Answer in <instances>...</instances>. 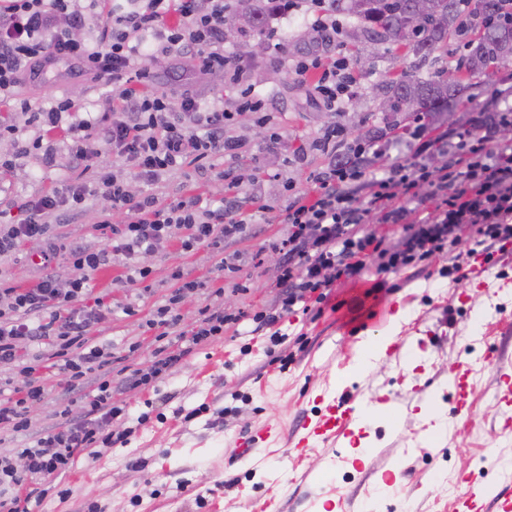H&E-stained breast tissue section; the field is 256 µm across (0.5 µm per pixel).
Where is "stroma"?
Here are the masks:
<instances>
[{
    "mask_svg": "<svg viewBox=\"0 0 512 512\" xmlns=\"http://www.w3.org/2000/svg\"><path fill=\"white\" fill-rule=\"evenodd\" d=\"M339 17L344 29L338 48L312 39L313 16L304 10L225 41V49L234 53L242 42L263 43V52L245 62L256 92L271 103L269 127L258 126L248 113L228 126L227 138L240 144L236 156L213 158L203 169L187 165L153 184L132 177L112 153L96 159L97 168L127 178L134 192L166 202L194 196L205 204L218 203L225 196L218 173L234 171L241 178L235 192L238 206L255 221L225 236L220 257L204 246L184 250L175 242L163 245L140 258L150 271L143 283L128 280L121 258L97 272L94 290L108 295L112 310L93 327L88 344L112 355L106 367L112 402L127 409L125 417L113 420V430L130 427L134 434L127 446L114 447L99 460L80 457L65 478L69 496L49 494L34 512H88L93 503L107 512H455L463 492L479 496L496 483L512 488V434L502 431L507 408L499 401L495 368L484 361L493 353L512 370V253L492 259L485 292L468 279L451 283L447 256L436 254L394 273L371 272L338 283L321 311L298 312L281 322L286 335L282 344L272 345L269 330L257 329L253 320L280 301L279 274L268 263L284 261L278 244L288 227L280 216L291 195L314 194L310 173L348 155L347 142L337 143L332 155L313 150L312 142L335 124L361 140L386 145L385 154L367 157L375 172L410 158L402 132L413 125L414 116L382 110L386 83L406 72L425 79L454 75L467 52L468 39L461 35L449 38L447 52L433 53L423 62L402 47L377 44L361 70L359 94L344 111L330 112L316 101L312 84L295 82L276 64L274 45L277 37L286 38L294 59L318 52L331 60L340 51L360 59L359 21L345 11ZM147 66L156 93L176 98L189 91L206 106L217 100L229 104L235 97L223 73L200 71L187 57L162 56ZM16 93L37 106L71 96L81 102L84 118L108 111L112 97L110 87L87 75L72 76L64 63L23 83ZM272 127L283 135L275 150L267 147ZM50 142V154L16 156L14 168L0 169V210L64 189L79 178L65 131H56ZM287 181L294 186L289 193L283 189ZM110 208L109 200L89 197L80 212L50 226L47 242L27 241L1 257L0 286L30 285L46 271L69 281L75 275L69 247L102 248L98 223ZM50 243L56 251L45 265L40 256ZM222 257L227 265L220 270L216 264ZM177 269L205 283L178 305L182 331L196 326L207 306L243 311L247 318L226 325L221 338L197 346L169 377L135 386L136 371L152 364L162 343L151 322L176 287L171 274ZM376 303L397 304L406 312L404 320L389 316L370 326L368 314ZM475 316L483 320L477 329L470 326ZM390 332L408 337L419 364L413 367L390 356L368 373L351 375L360 344ZM47 357L46 347L23 341L18 363L0 367V401L12 397L26 365H43L45 389L44 399L30 411L27 429L0 428V454L32 446L65 418L84 415L81 399L94 392L95 375L84 376L78 389H71L69 373L50 368ZM457 370L467 374L461 409L445 387L449 372ZM345 392L367 405L390 403L396 414L379 413L370 425L335 444L317 439L305 448L291 447L301 424L320 416L323 399ZM423 400L432 401L448 422L442 439L428 436L429 425L419 415ZM264 430L266 440L244 447V439ZM362 446L370 451L374 475L354 465V452ZM136 460L143 464L138 472L129 467ZM386 471L396 473V480H383Z\"/></svg>",
    "mask_w": 512,
    "mask_h": 512,
    "instance_id": "1",
    "label": "stroma"
}]
</instances>
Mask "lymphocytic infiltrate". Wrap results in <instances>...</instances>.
Masks as SVG:
<instances>
[{"instance_id":"f902f5d3","label":"lymphocytic infiltrate","mask_w":512,"mask_h":512,"mask_svg":"<svg viewBox=\"0 0 512 512\" xmlns=\"http://www.w3.org/2000/svg\"><path fill=\"white\" fill-rule=\"evenodd\" d=\"M129 8L113 7L96 41L82 36L86 15L78 0H0V103L26 114L38 137L23 140L22 130L11 120H0V141L13 142L18 153L42 149L43 137L66 129L76 165L85 166L103 149L130 166L137 177L154 183L178 171L186 162H197L236 150L224 129L236 115L251 113L259 125L269 122V103L259 97L240 57L224 49V20L232 0H129ZM149 56L181 53L196 58L205 71L223 73L238 91L234 109L215 104L202 107L195 96L171 99L149 90L144 68L135 67L139 48ZM60 61L77 64L81 72L112 88V109L92 119H76L77 101L70 97L50 106L32 107L15 98L13 90L23 77L38 78ZM293 75L300 80L316 74L314 90L330 112L343 111L361 88L360 76L346 54L323 62L321 56L295 61ZM500 124L512 122V85L496 88L472 119L471 135L478 145L470 156L457 157L448 167L430 168L442 141L459 133L445 131L431 137L426 124L408 131L411 158L391 165L381 178L372 180V193L356 197L349 189L364 170L356 161L363 145H355L354 157L329 165L314 174L315 198H295L285 210L289 232L283 245L286 259L279 276L283 290L280 312L268 315L265 325L280 323L298 303L324 302L336 284L361 278L369 271L392 273L412 259L447 252L448 275L460 279L475 256L491 259L512 252V151H492L484 140L492 130L487 113ZM102 195L112 202L122 223L101 221L105 245L98 250L74 246L70 251L78 277L60 283L52 275L27 288L0 290V366L14 363L19 340L39 342L62 357L63 370L80 378L106 366L104 351L88 346L87 336L110 309L106 295H92L91 277L112 263L113 257L130 260V276L143 280L147 269L137 266L139 257L178 237L183 248L196 245L220 248L225 236L248 221L231 200L216 208L201 206L193 196L160 203L150 194L132 192L126 180L106 171L96 172L92 183L76 182L65 191L21 202L19 222L0 225V256L16 250L25 240H41L49 220L63 211L84 206L88 196ZM425 215L397 243L388 244L365 231L369 219L399 224L416 209ZM471 231L474 246L460 251L464 231ZM232 316L223 308L206 314L191 332L188 346L163 348L142 385L164 378L192 353L194 346L223 335ZM97 393L86 396L84 416L40 436L33 446L18 449L16 456L0 455V512H30L31 500H43L34 480L58 479L71 469L75 458L94 449L127 445L131 429L112 431L121 407L112 403L110 381H100ZM44 388L38 376H29L16 398L0 403V426L21 431L30 425L31 406L42 401ZM24 459L17 469L15 458Z\"/></svg>"}]
</instances>
